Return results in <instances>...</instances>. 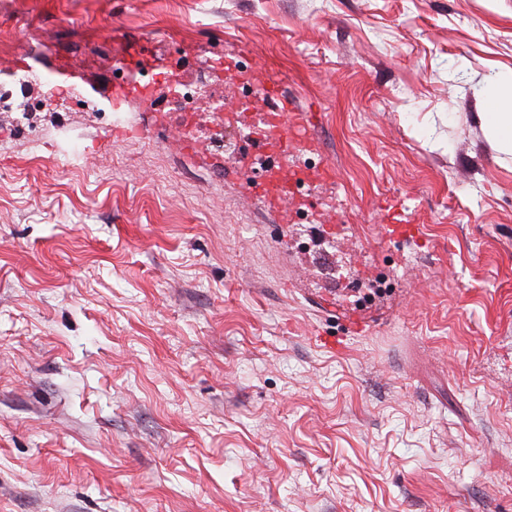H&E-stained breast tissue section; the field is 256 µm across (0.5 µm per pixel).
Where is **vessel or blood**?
<instances>
[{"instance_id": "vessel-or-blood-1", "label": "vessel or blood", "mask_w": 512, "mask_h": 512, "mask_svg": "<svg viewBox=\"0 0 512 512\" xmlns=\"http://www.w3.org/2000/svg\"><path fill=\"white\" fill-rule=\"evenodd\" d=\"M260 89L269 107L264 112L238 113L236 123L241 131L236 155L260 164L258 175L244 183L245 193L276 211L288 201L292 179L288 170V153L296 145L298 137L310 132L317 115L304 111L289 112L276 83H261ZM398 213V206L385 207V222L380 227L383 237L389 241H419V226L401 223L397 219Z\"/></svg>"}]
</instances>
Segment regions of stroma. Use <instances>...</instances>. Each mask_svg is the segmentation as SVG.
I'll return each mask as SVG.
<instances>
[{"label":"stroma","mask_w":512,"mask_h":512,"mask_svg":"<svg viewBox=\"0 0 512 512\" xmlns=\"http://www.w3.org/2000/svg\"><path fill=\"white\" fill-rule=\"evenodd\" d=\"M187 34L319 112L306 224L183 153L165 93L96 94ZM0 512H512V154L481 123L512 0H0ZM426 248L384 242L385 201ZM367 287H392L363 304ZM320 298L367 317L342 335Z\"/></svg>","instance_id":"1"}]
</instances>
